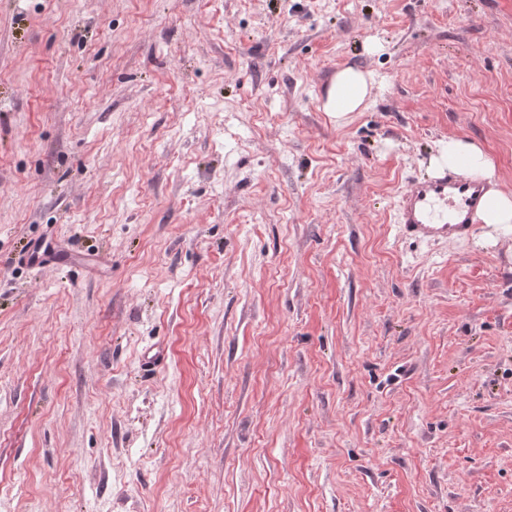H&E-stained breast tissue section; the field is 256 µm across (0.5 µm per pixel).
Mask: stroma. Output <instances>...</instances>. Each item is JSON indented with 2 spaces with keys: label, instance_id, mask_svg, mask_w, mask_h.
Segmentation results:
<instances>
[{
  "label": "stroma",
  "instance_id": "35a3bbf8",
  "mask_svg": "<svg viewBox=\"0 0 512 512\" xmlns=\"http://www.w3.org/2000/svg\"><path fill=\"white\" fill-rule=\"evenodd\" d=\"M452 138L512 190V0H0L8 512H512V236L395 224ZM372 83L370 73L353 67L338 70L326 90L322 110L336 120V124H341L352 112L367 107Z\"/></svg>",
  "mask_w": 512,
  "mask_h": 512
}]
</instances>
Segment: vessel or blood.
<instances>
[{"label":"vessel or blood","mask_w":512,"mask_h":512,"mask_svg":"<svg viewBox=\"0 0 512 512\" xmlns=\"http://www.w3.org/2000/svg\"><path fill=\"white\" fill-rule=\"evenodd\" d=\"M490 192L488 183L445 167L411 178L397 196L399 232L416 241L467 238Z\"/></svg>","instance_id":"vessel-or-blood-1"}]
</instances>
